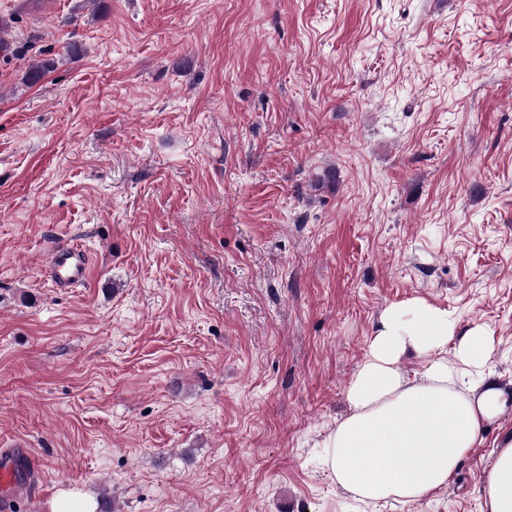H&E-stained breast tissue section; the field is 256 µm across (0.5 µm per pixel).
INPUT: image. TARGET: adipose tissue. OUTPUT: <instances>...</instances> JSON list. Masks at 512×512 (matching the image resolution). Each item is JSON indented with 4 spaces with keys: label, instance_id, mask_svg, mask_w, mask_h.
I'll return each instance as SVG.
<instances>
[{
    "label": "adipose tissue",
    "instance_id": "1",
    "mask_svg": "<svg viewBox=\"0 0 512 512\" xmlns=\"http://www.w3.org/2000/svg\"><path fill=\"white\" fill-rule=\"evenodd\" d=\"M492 335L459 331L447 309L413 299L385 309L350 380L348 415L325 444L341 487L369 501H417L447 486L505 394L485 373ZM410 354L422 367L407 373ZM487 512H512V440L493 456Z\"/></svg>",
    "mask_w": 512,
    "mask_h": 512
}]
</instances>
